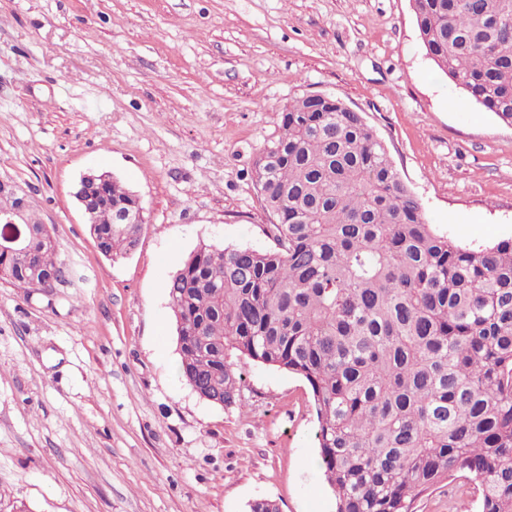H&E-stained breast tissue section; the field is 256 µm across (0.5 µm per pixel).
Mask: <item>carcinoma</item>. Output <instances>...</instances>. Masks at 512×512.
<instances>
[{"mask_svg": "<svg viewBox=\"0 0 512 512\" xmlns=\"http://www.w3.org/2000/svg\"><path fill=\"white\" fill-rule=\"evenodd\" d=\"M427 55L512 126V0H411ZM268 250L201 244L168 284L180 374L236 403L234 352L303 378L336 512H412L454 473L480 512H512V237L462 244L418 197L359 112L303 95L255 163ZM90 233L114 261L142 225L133 192L90 188ZM0 280L44 294L58 243L35 211Z\"/></svg>", "mask_w": 512, "mask_h": 512, "instance_id": "1", "label": "carcinoma"}]
</instances>
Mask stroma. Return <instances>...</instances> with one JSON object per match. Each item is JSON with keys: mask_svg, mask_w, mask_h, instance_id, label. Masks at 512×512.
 Returning a JSON list of instances; mask_svg holds the SVG:
<instances>
[{"mask_svg": "<svg viewBox=\"0 0 512 512\" xmlns=\"http://www.w3.org/2000/svg\"><path fill=\"white\" fill-rule=\"evenodd\" d=\"M361 112L428 223L512 236V126L442 73L410 0H0V178L59 244L50 293L0 283V512H335L302 378L236 357L238 401L178 373L165 285L200 243L273 248L254 164L305 94ZM140 198L112 262L74 197ZM414 512H478L453 474Z\"/></svg>", "mask_w": 512, "mask_h": 512, "instance_id": "obj_1", "label": "stroma"}]
</instances>
